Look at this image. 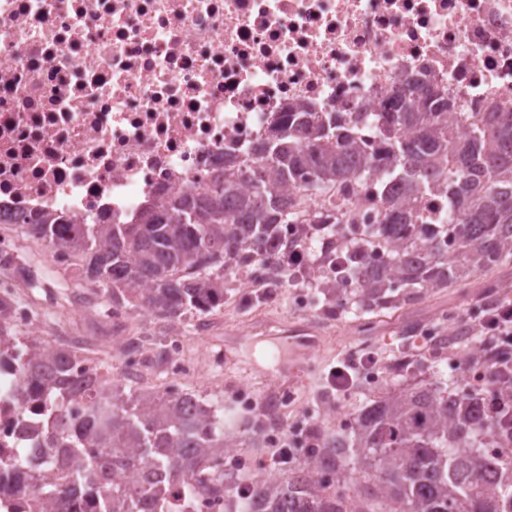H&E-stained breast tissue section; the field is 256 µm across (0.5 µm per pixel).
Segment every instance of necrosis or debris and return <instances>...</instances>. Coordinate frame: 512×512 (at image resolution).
<instances>
[{"instance_id": "obj_1", "label": "necrosis or debris", "mask_w": 512, "mask_h": 512, "mask_svg": "<svg viewBox=\"0 0 512 512\" xmlns=\"http://www.w3.org/2000/svg\"><path fill=\"white\" fill-rule=\"evenodd\" d=\"M435 86L466 138L477 113L512 112V0H0V296L15 292L17 233L39 214L126 224L148 203L202 192L228 170L249 174L274 120L302 104L360 112L380 147L377 112L392 95ZM113 307L108 350L127 378L200 377L172 335L162 349L127 329ZM0 367V449H24L19 372L32 348L52 354L28 308ZM291 384L243 397L269 442H303L288 418Z\"/></svg>"}]
</instances>
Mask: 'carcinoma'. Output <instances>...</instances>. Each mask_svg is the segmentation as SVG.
<instances>
[{"label":"carcinoma","instance_id":"obj_1","mask_svg":"<svg viewBox=\"0 0 512 512\" xmlns=\"http://www.w3.org/2000/svg\"><path fill=\"white\" fill-rule=\"evenodd\" d=\"M381 124L384 151H368L357 112L317 115L307 105L288 109L262 143L261 166L244 179L217 177L203 194L185 193L166 205H145L129 224H92L65 236L66 214H48L26 233L55 252L77 259L79 279L112 305L141 309L167 322L204 314L224 304V267L235 258L275 257L272 243L288 223L285 191L319 198L311 221L350 224L353 235L381 236L389 249L370 270L357 250L344 251L336 277L359 283L350 300L360 309L405 305L512 258V112H481L465 141L455 138L447 97L425 91L397 99ZM380 171L417 194L435 185L457 207L445 233L418 222L403 203L381 202L379 221L357 224L344 195L364 172ZM463 248L449 263L444 250ZM11 303L0 299V361L15 348L8 327ZM68 352L34 355L23 385H35L49 403L71 384ZM474 389L406 385L357 412L359 425L321 454V465L343 479L323 486L291 471L257 488L256 512H512V465L495 486L483 485L492 465L486 438L493 434ZM81 434L60 414L39 429L42 469L28 474L47 512H73L78 488L101 499V512H157L168 486L189 494L224 491V472L208 483L202 472L224 448V406L189 392L146 391L110 380L87 385ZM134 470L132 481L100 484L89 468Z\"/></svg>","mask_w":512,"mask_h":512}]
</instances>
